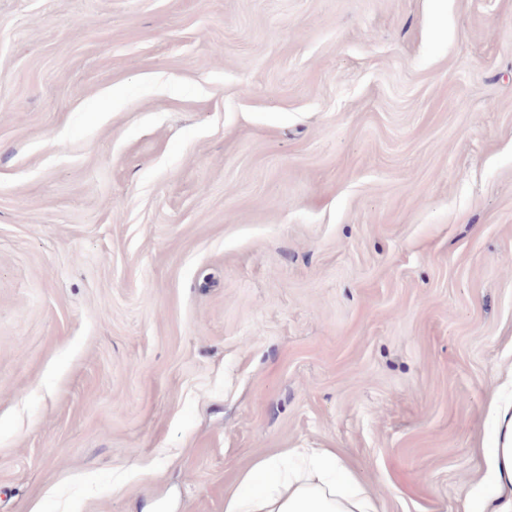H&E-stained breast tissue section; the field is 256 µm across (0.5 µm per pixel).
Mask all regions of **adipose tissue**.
Returning a JSON list of instances; mask_svg holds the SVG:
<instances>
[{"instance_id":"ef3b65f1","label":"adipose tissue","mask_w":512,"mask_h":512,"mask_svg":"<svg viewBox=\"0 0 512 512\" xmlns=\"http://www.w3.org/2000/svg\"><path fill=\"white\" fill-rule=\"evenodd\" d=\"M496 441L484 449L479 512H512V403L496 411ZM224 512H376L336 453L289 448L259 459L224 500Z\"/></svg>"}]
</instances>
